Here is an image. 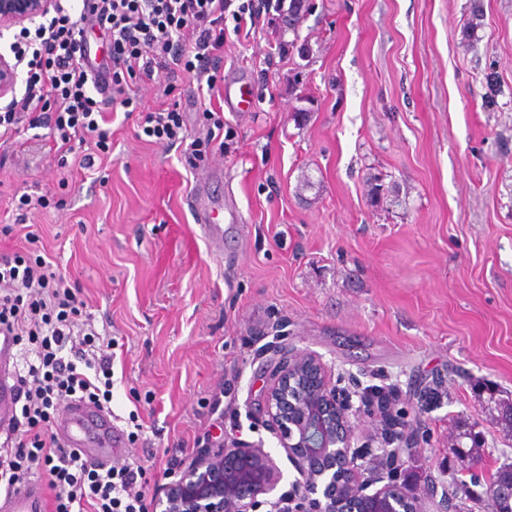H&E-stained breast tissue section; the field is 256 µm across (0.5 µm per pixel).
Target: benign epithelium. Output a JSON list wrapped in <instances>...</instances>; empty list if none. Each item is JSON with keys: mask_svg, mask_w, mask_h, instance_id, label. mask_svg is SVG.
<instances>
[{"mask_svg": "<svg viewBox=\"0 0 512 512\" xmlns=\"http://www.w3.org/2000/svg\"><path fill=\"white\" fill-rule=\"evenodd\" d=\"M56 0H0V30L33 22ZM17 69L0 54V99L14 94ZM263 412L292 463L293 492L309 512H348L360 503L368 512H419L417 499L390 479L373 492L368 469L352 449L353 403L336 388L319 356L296 351L280 358L265 378ZM282 473L263 448L239 443L213 448L204 461L186 467L158 489L159 512H258L278 487ZM486 504L512 502V482L498 478L485 489Z\"/></svg>", "mask_w": 512, "mask_h": 512, "instance_id": "benign-epithelium-1", "label": "benign epithelium"}]
</instances>
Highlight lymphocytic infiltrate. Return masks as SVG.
Instances as JSON below:
<instances>
[{"label": "lymphocytic infiltrate", "instance_id": "f902f5d3", "mask_svg": "<svg viewBox=\"0 0 512 512\" xmlns=\"http://www.w3.org/2000/svg\"><path fill=\"white\" fill-rule=\"evenodd\" d=\"M287 0H82L80 10L54 8L35 27L15 34L10 51L26 70L25 87L0 107V139L20 125L47 130L59 167L75 145L88 146L79 166L112 149L108 104L137 115L142 133L169 146L187 141L196 160L224 136V119L209 110L203 135L190 137L184 114L164 87L167 105L143 108L139 92L171 68L214 93L222 81L224 45L233 35L272 25ZM110 41L108 62H91L88 35ZM0 328L15 338L22 358L16 371L21 401L17 434L0 443V484L41 472L53 512H152L142 466L106 470L65 452L51 427L72 399L99 408L112 402L115 338L99 334L87 304L46 257L0 254Z\"/></svg>", "mask_w": 512, "mask_h": 512}]
</instances>
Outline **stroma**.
Listing matches in <instances>:
<instances>
[{
	"label": "stroma",
	"mask_w": 512,
	"mask_h": 512,
	"mask_svg": "<svg viewBox=\"0 0 512 512\" xmlns=\"http://www.w3.org/2000/svg\"><path fill=\"white\" fill-rule=\"evenodd\" d=\"M468 0H306L224 46V78L250 81L252 107L204 100L166 72L192 135L223 109L224 143L198 166L185 147L136 136L112 115V154L95 176L62 173L48 138L0 143V253L39 240L116 336L112 417L122 462L162 480L181 442L259 443L297 473L265 425L263 381L280 351L317 354L351 393L355 445L390 474L387 434L361 397L396 388L420 468V512H486L459 481L489 483L512 464V0H484L479 40L461 30ZM286 60L267 58L275 41ZM266 59L267 73L257 63ZM499 77L484 107V76ZM382 176L391 192L370 200ZM224 197V248L202 237L187 201L200 182ZM46 197L18 222L13 197ZM235 208L239 223L229 221ZM139 415L130 424V412ZM472 430L480 455L449 445Z\"/></svg>",
	"instance_id": "stroma-1"
}]
</instances>
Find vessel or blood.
Listing matches in <instances>:
<instances>
[{"label":"vessel or blood","mask_w":512,"mask_h":512,"mask_svg":"<svg viewBox=\"0 0 512 512\" xmlns=\"http://www.w3.org/2000/svg\"><path fill=\"white\" fill-rule=\"evenodd\" d=\"M194 213L202 234L213 245H221L224 229L211 222L207 207L195 202ZM14 348L12 336L0 330V437L13 430L17 412L18 387L12 372ZM55 430L66 451L104 466L111 464L125 446V434L114 425L109 413L79 401L69 403ZM0 512H46L42 485L28 480L0 491Z\"/></svg>","instance_id":"vessel-or-blood-1"}]
</instances>
